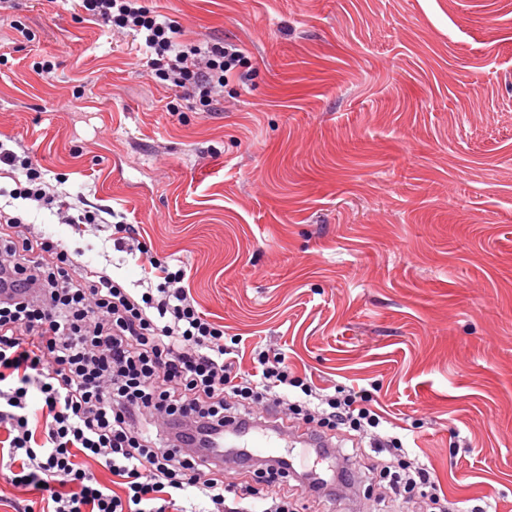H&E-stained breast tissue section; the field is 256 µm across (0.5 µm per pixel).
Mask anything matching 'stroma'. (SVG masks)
<instances>
[{
  "mask_svg": "<svg viewBox=\"0 0 512 512\" xmlns=\"http://www.w3.org/2000/svg\"><path fill=\"white\" fill-rule=\"evenodd\" d=\"M149 4L184 41L241 45L254 80L198 111L73 0H17L0 142L103 221L0 206L140 293L112 241L135 225L185 262L243 369L261 346L327 394L367 392L460 512H512V0ZM285 457L288 490L336 470L299 434ZM350 484L297 493L299 512H379L378 475Z\"/></svg>",
  "mask_w": 512,
  "mask_h": 512,
  "instance_id": "1",
  "label": "stroma"
}]
</instances>
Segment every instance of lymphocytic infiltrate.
I'll list each match as a JSON object with an SVG mask.
<instances>
[{
    "label": "lymphocytic infiltrate",
    "instance_id": "f902f5d3",
    "mask_svg": "<svg viewBox=\"0 0 512 512\" xmlns=\"http://www.w3.org/2000/svg\"><path fill=\"white\" fill-rule=\"evenodd\" d=\"M84 19L138 41L157 78L209 112L230 82L254 69L237 44L182 41L180 24L145 0H76ZM0 164L23 179L12 199L67 210L64 192H48L41 165L0 144ZM22 216L0 211V481L36 493L23 512H189L196 489L214 512L236 486L224 466L193 450L198 431L228 423L245 429L274 418L292 428L317 426L355 445L372 438L398 468L382 467L391 501L427 488L431 512H449L430 471L405 459L400 437L380 433L382 416L364 392L328 395L295 376L284 357L254 351L253 370L183 285L184 265L148 256L156 289L134 296L106 269L44 235L24 233ZM302 392L293 399L289 388ZM38 397L42 425L30 424ZM98 463L123 485L114 492L91 470Z\"/></svg>",
    "mask_w": 512,
    "mask_h": 512
}]
</instances>
